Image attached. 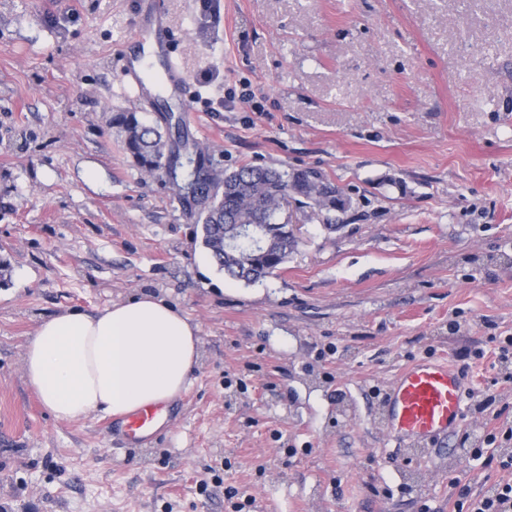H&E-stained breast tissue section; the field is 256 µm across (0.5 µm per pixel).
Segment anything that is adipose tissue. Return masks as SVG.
I'll return each mask as SVG.
<instances>
[{
	"label": "adipose tissue",
	"instance_id": "1",
	"mask_svg": "<svg viewBox=\"0 0 512 512\" xmlns=\"http://www.w3.org/2000/svg\"><path fill=\"white\" fill-rule=\"evenodd\" d=\"M199 345L197 325L164 298L142 294L93 315L65 310L43 320L22 371L55 420L119 416L186 391Z\"/></svg>",
	"mask_w": 512,
	"mask_h": 512
}]
</instances>
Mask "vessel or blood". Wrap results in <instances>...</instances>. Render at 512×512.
I'll return each instance as SVG.
<instances>
[{"label": "vessel or blood", "instance_id": "obj_1", "mask_svg": "<svg viewBox=\"0 0 512 512\" xmlns=\"http://www.w3.org/2000/svg\"><path fill=\"white\" fill-rule=\"evenodd\" d=\"M139 39H150L157 47L167 44L168 25L162 0H148L137 26ZM383 410L389 439L396 446L429 444L455 432L464 416L462 378L452 365L422 359L403 369L386 391ZM162 414L149 407L112 423L111 430L123 437L129 448L150 441Z\"/></svg>", "mask_w": 512, "mask_h": 512}]
</instances>
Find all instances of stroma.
I'll return each mask as SVG.
<instances>
[{
  "label": "stroma",
  "instance_id": "obj_1",
  "mask_svg": "<svg viewBox=\"0 0 512 512\" xmlns=\"http://www.w3.org/2000/svg\"><path fill=\"white\" fill-rule=\"evenodd\" d=\"M165 4L156 58L141 0H0V512H448L453 478L512 484L471 454L512 456V0ZM131 48L184 86L121 88ZM121 111L352 205L331 229L289 199L294 252L233 280L197 206L125 153ZM142 293L198 325L201 358L131 453L103 413L54 420L22 354L42 319ZM420 358L467 369L465 418L401 455L378 399Z\"/></svg>",
  "mask_w": 512,
  "mask_h": 512
}]
</instances>
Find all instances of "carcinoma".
Masks as SVG:
<instances>
[{"label": "carcinoma", "instance_id": "obj_1", "mask_svg": "<svg viewBox=\"0 0 512 512\" xmlns=\"http://www.w3.org/2000/svg\"><path fill=\"white\" fill-rule=\"evenodd\" d=\"M111 122L124 132L125 150L140 170L152 174L164 168L178 193H196L199 155L191 151L188 143H182L184 153L173 156L165 167V132L145 125L136 112H117ZM212 182L217 190L211 205L203 208L199 216L204 245L226 274L246 282L274 273L296 247L286 225L277 224L288 194L317 207L330 226L337 223L336 213L346 212L351 204L349 197L311 169L288 175L271 168L245 166L231 173L218 172ZM246 224L268 227L261 250H256L255 243L248 239L239 241L234 248L226 246L236 238L239 227Z\"/></svg>", "mask_w": 512, "mask_h": 512}]
</instances>
